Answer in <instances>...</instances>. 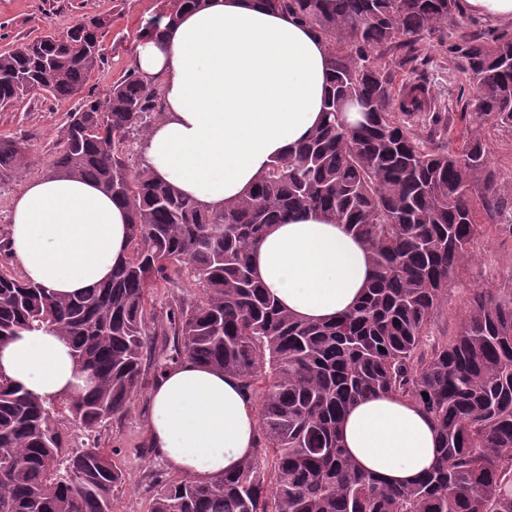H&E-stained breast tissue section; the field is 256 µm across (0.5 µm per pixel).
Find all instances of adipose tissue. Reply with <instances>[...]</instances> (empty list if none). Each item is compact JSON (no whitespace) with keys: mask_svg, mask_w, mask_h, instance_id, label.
<instances>
[{"mask_svg":"<svg viewBox=\"0 0 512 512\" xmlns=\"http://www.w3.org/2000/svg\"><path fill=\"white\" fill-rule=\"evenodd\" d=\"M324 43L265 0H205L140 40L133 67L162 90L164 114L144 140L145 167L207 207L244 196L277 157L322 119L331 74ZM128 212L88 180L28 182L10 212L9 246L25 279L69 296L109 279L124 256ZM255 274L291 313L325 321L361 298L372 269L361 241L313 212L272 225L252 254ZM0 373L41 400L78 394L69 343L23 330L0 348ZM149 445L198 481L235 472L250 456L257 422L239 381L184 358L156 382ZM344 444L365 470L407 484L434 465L437 431L418 406L368 397L349 410Z\"/></svg>","mask_w":512,"mask_h":512,"instance_id":"1","label":"adipose tissue"}]
</instances>
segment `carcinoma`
Returning <instances> with one entry per match:
<instances>
[{
    "instance_id": "cac0c4a2",
    "label": "carcinoma",
    "mask_w": 512,
    "mask_h": 512,
    "mask_svg": "<svg viewBox=\"0 0 512 512\" xmlns=\"http://www.w3.org/2000/svg\"><path fill=\"white\" fill-rule=\"evenodd\" d=\"M204 0H171L142 35ZM328 45L332 75L321 125L279 157L243 198L210 210L133 166L128 136L145 137L163 103L156 83L125 71L104 96L84 93L107 63L108 22L92 18L0 53V106L27 96L83 97L57 132L51 174L97 182L129 208V241L112 279L78 297L56 296L0 265V345L22 329H54L94 385L43 401L0 376V512H112L126 475L100 448L99 429L131 410L158 339L175 353L237 378L258 406L259 434L237 472L207 483L161 480L150 512H512V290H477L451 339L430 335L448 284L512 210L483 130L512 128V34L463 32L473 97L435 112L428 86L393 94L395 72L427 64L418 43H445L458 0H266ZM399 54L383 61L384 51ZM365 110L351 125L343 106ZM423 115L439 138L475 118L459 150L428 149L393 112ZM28 145L0 137V175H18ZM481 208L488 223L474 220ZM318 212L365 243L372 278L362 300L331 321L301 319L255 277L251 255L272 224ZM198 295L159 312L152 290L183 273ZM427 396H422V393ZM391 395L425 410L439 457L405 486L385 483L346 453L342 419L360 399ZM83 429L69 443L59 415Z\"/></svg>"
}]
</instances>
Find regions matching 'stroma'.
<instances>
[{
	"instance_id": "1",
	"label": "stroma",
	"mask_w": 512,
	"mask_h": 512,
	"mask_svg": "<svg viewBox=\"0 0 512 512\" xmlns=\"http://www.w3.org/2000/svg\"><path fill=\"white\" fill-rule=\"evenodd\" d=\"M168 0H0V52L17 41L33 39L47 32L64 31L76 21L93 17L110 19L103 38L110 57L107 67L94 71L88 87L94 92L108 89L131 66L134 48L147 21L166 9ZM428 60L423 77L429 93L443 111L460 112V59L447 47L429 37L420 44ZM74 100L23 99L0 108V136L27 140L28 168L23 175L0 178V235L9 229L11 204L27 180L49 175L50 159L56 149L57 131ZM512 284V232L493 233L479 249L477 259L459 272L448 289V303L433 326L438 336H454L465 314L466 302L477 288L499 290ZM148 393H140L131 412L112 420L101 431V445L113 462L126 473L125 483L114 490L113 512H149L156 475L179 478V471L156 456L148 444Z\"/></svg>"
}]
</instances>
